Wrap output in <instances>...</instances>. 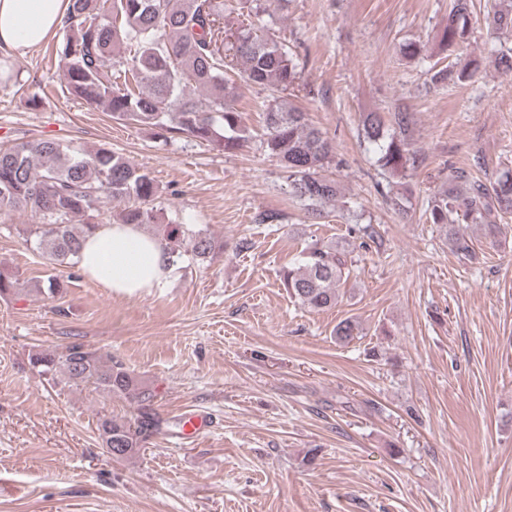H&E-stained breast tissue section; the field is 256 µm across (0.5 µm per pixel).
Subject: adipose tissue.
Here are the masks:
<instances>
[{
  "label": "adipose tissue",
  "instance_id": "1",
  "mask_svg": "<svg viewBox=\"0 0 512 512\" xmlns=\"http://www.w3.org/2000/svg\"><path fill=\"white\" fill-rule=\"evenodd\" d=\"M69 0H0V49L22 57L62 23ZM81 273L112 294L136 297L160 287L171 273L163 237L132 224H105L88 236Z\"/></svg>",
  "mask_w": 512,
  "mask_h": 512
}]
</instances>
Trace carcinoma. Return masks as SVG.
Masks as SVG:
<instances>
[{"mask_svg":"<svg viewBox=\"0 0 512 512\" xmlns=\"http://www.w3.org/2000/svg\"><path fill=\"white\" fill-rule=\"evenodd\" d=\"M473 0H450L448 23L437 34L439 53L463 47L470 36ZM487 28L512 34V0H496L485 13ZM55 54L67 92L112 119L180 134L224 154L248 145L253 130L230 104L236 87L230 74L271 91L262 112L263 144L288 172L292 197L315 219L346 206L338 182L329 174L334 146L306 113L279 96L299 77L294 53L264 35L254 24L224 21V0H70ZM478 61L457 69L434 62L427 73L435 87L465 84ZM412 117L398 107L388 115L362 113L358 135L379 150L377 163L392 174L405 171L411 156ZM157 193L150 173L125 157L100 147L84 150L55 140L0 147V208L28 210L38 216L29 237L56 265L75 266L85 237L104 199L124 201L118 223L139 227L156 223L150 207ZM431 224L444 226L456 254L472 261L477 254L466 224H481L494 237L512 216V170L485 182L464 168L449 177L448 189L434 194L425 210ZM163 238L170 263L185 256L213 260L223 249L204 230L167 224ZM349 277L348 253L315 243L282 274L288 295L311 310L336 305ZM19 279L0 270V298L17 291ZM359 331L346 318L334 328L336 341L348 343ZM31 364L45 376L77 387L118 395L136 405L129 418L103 415L98 431L110 457L135 455L169 426L154 408V395L123 364L105 360L83 343L38 353Z\"/></svg>","mask_w":512,"mask_h":512,"instance_id":"obj_1","label":"carcinoma"}]
</instances>
